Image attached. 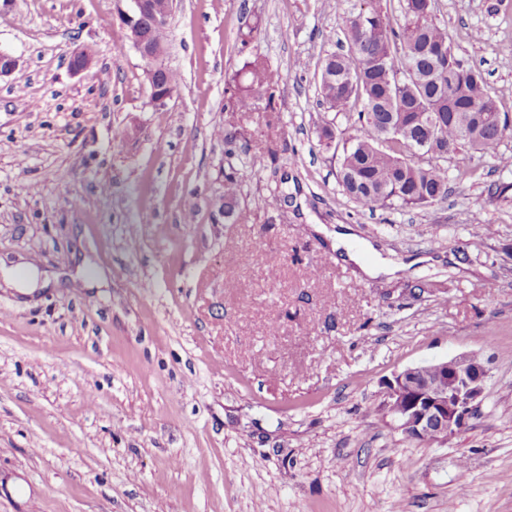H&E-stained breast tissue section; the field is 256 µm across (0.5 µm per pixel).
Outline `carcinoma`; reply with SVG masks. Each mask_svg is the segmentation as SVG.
Here are the masks:
<instances>
[{"label": "carcinoma", "mask_w": 512, "mask_h": 512, "mask_svg": "<svg viewBox=\"0 0 512 512\" xmlns=\"http://www.w3.org/2000/svg\"><path fill=\"white\" fill-rule=\"evenodd\" d=\"M437 0H398L397 15L375 0L347 20L348 49L321 61L318 105L327 112L357 114L356 133L326 123L321 136L341 147L337 179L365 210L409 209L448 198V168L438 160L469 148L494 161L512 130L482 72L453 51L446 27L436 21ZM250 83H236L246 107L252 88L271 87L278 75L254 60L242 67ZM425 141L438 152L415 160ZM239 180H224V216L236 207Z\"/></svg>", "instance_id": "obj_1"}]
</instances>
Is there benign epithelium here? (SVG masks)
<instances>
[{
  "instance_id": "7a95c632",
  "label": "benign epithelium",
  "mask_w": 512,
  "mask_h": 512,
  "mask_svg": "<svg viewBox=\"0 0 512 512\" xmlns=\"http://www.w3.org/2000/svg\"><path fill=\"white\" fill-rule=\"evenodd\" d=\"M120 19L139 53L152 60L147 72L150 103L166 104L171 93L162 81L166 73L164 47L152 40L150 22H158L151 0H126ZM486 366L469 355H458L430 365L415 366L395 374L386 383L382 411L410 439L434 434L448 439V432L465 428L481 410Z\"/></svg>"
}]
</instances>
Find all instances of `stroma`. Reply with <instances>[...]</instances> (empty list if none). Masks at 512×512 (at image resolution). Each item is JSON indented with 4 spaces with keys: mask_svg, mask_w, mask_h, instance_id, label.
Masks as SVG:
<instances>
[{
    "mask_svg": "<svg viewBox=\"0 0 512 512\" xmlns=\"http://www.w3.org/2000/svg\"><path fill=\"white\" fill-rule=\"evenodd\" d=\"M370 5L175 0L162 108L118 0L0 5V512H512V172L417 209L342 192L320 61ZM436 20L512 114V0ZM256 58L279 81L245 111ZM318 224L404 272L360 279ZM30 262L47 286L6 287ZM463 353L484 402L448 442L378 413L393 373Z\"/></svg>",
    "mask_w": 512,
    "mask_h": 512,
    "instance_id": "35a3bbf8",
    "label": "stroma"
}]
</instances>
